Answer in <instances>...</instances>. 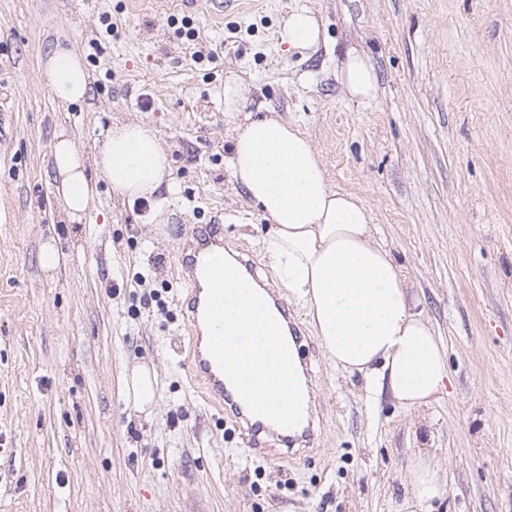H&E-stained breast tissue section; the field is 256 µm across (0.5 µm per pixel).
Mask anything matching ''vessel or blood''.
<instances>
[{
  "instance_id": "1",
  "label": "vessel or blood",
  "mask_w": 512,
  "mask_h": 512,
  "mask_svg": "<svg viewBox=\"0 0 512 512\" xmlns=\"http://www.w3.org/2000/svg\"><path fill=\"white\" fill-rule=\"evenodd\" d=\"M223 251V225L199 224L193 229L192 241L180 254L182 277L192 285L186 306L188 344L184 366L194 380L201 383L210 403L219 407L220 411L231 413L238 422L243 423L244 445L249 454L256 455L260 452L259 435L264 428L271 426V422L249 411L228 377L207 351V330L204 324L207 287L203 265L208 255Z\"/></svg>"
}]
</instances>
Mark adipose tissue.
I'll use <instances>...</instances> for the list:
<instances>
[{"label": "adipose tissue", "instance_id": "ef3b65f1", "mask_svg": "<svg viewBox=\"0 0 512 512\" xmlns=\"http://www.w3.org/2000/svg\"><path fill=\"white\" fill-rule=\"evenodd\" d=\"M278 38L302 51L318 44L321 24L310 10L295 9L281 24ZM44 73L58 101L78 103L87 97L89 74L73 49L56 47ZM339 79L352 99L364 103L376 96V70L365 53L350 50ZM91 164L127 200H151L159 211L171 202L169 157L141 124L108 128L91 159L70 138L56 140L54 190L71 218H82L97 194L86 173ZM228 167L270 222L272 231L261 248L289 299L304 310L330 365L360 374L370 402L386 394L408 409L439 403L449 379L442 341L390 251L375 241L369 208L330 184L311 139L294 124L247 116L233 129ZM121 392L136 410L152 411L158 398L155 368L134 366L124 375ZM407 469L412 493L405 507L436 512L447 486L436 454L418 450Z\"/></svg>", "mask_w": 512, "mask_h": 512}]
</instances>
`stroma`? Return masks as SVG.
I'll return each instance as SVG.
<instances>
[{
  "label": "stroma",
  "mask_w": 512,
  "mask_h": 512,
  "mask_svg": "<svg viewBox=\"0 0 512 512\" xmlns=\"http://www.w3.org/2000/svg\"><path fill=\"white\" fill-rule=\"evenodd\" d=\"M297 7L323 30L305 51L277 37ZM59 45L88 71L82 102L50 92L42 63ZM353 48L376 69L368 103L338 79ZM229 79L370 207L448 353L429 412L372 406L296 312L315 439L285 467L246 455L183 365L176 251L194 225L223 223L277 282L258 245L270 224L227 167L233 122L215 92ZM128 121L169 153L172 204L154 213L101 179L71 220L54 196L57 136L91 156ZM47 241L61 254L49 273ZM140 363L159 376L150 416L120 395ZM419 448L448 469L441 512H512V0H0V512H399Z\"/></svg>",
  "instance_id": "1"
}]
</instances>
